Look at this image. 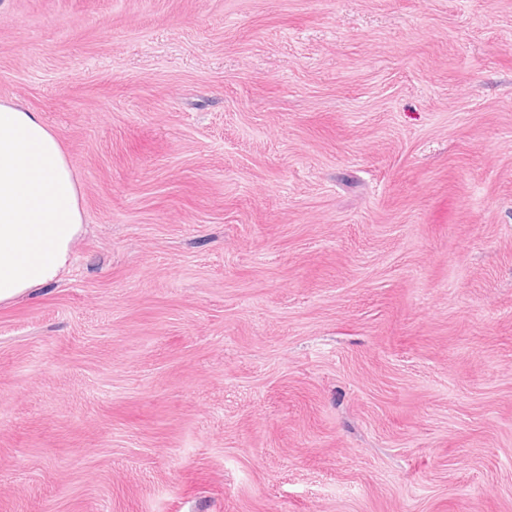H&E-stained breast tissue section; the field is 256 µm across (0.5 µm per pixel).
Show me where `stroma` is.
<instances>
[{
	"label": "stroma",
	"mask_w": 512,
	"mask_h": 512,
	"mask_svg": "<svg viewBox=\"0 0 512 512\" xmlns=\"http://www.w3.org/2000/svg\"><path fill=\"white\" fill-rule=\"evenodd\" d=\"M81 187L0 308V512H512V0H0Z\"/></svg>",
	"instance_id": "1"
}]
</instances>
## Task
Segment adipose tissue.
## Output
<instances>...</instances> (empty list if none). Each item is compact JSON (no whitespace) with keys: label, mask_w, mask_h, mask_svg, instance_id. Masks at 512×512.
<instances>
[{"label":"adipose tissue","mask_w":512,"mask_h":512,"mask_svg":"<svg viewBox=\"0 0 512 512\" xmlns=\"http://www.w3.org/2000/svg\"><path fill=\"white\" fill-rule=\"evenodd\" d=\"M84 231L73 165L39 113L0 101V306L58 280Z\"/></svg>","instance_id":"adipose-tissue-1"}]
</instances>
